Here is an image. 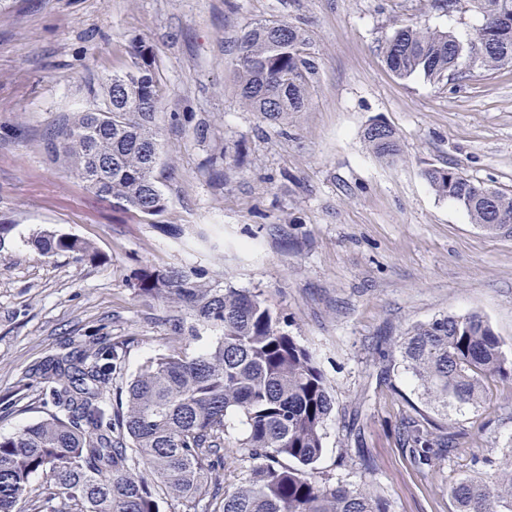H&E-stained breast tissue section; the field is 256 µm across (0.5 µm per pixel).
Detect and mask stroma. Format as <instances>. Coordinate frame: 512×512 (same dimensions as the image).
<instances>
[{
    "instance_id": "35a3bbf8",
    "label": "stroma",
    "mask_w": 512,
    "mask_h": 512,
    "mask_svg": "<svg viewBox=\"0 0 512 512\" xmlns=\"http://www.w3.org/2000/svg\"><path fill=\"white\" fill-rule=\"evenodd\" d=\"M277 18L311 39L317 77L286 132L236 95L235 41ZM422 20L467 38L474 12L452 17L426 0H0V434L39 420L35 369L67 344L125 341L114 386L172 349L163 305L138 296L136 269L195 266L260 291L315 355L335 399L321 477L366 482L392 512H453L450 485L488 472L512 445V383L491 379L480 407L457 415L449 453L414 460L402 441L414 385L397 342L412 325L479 313L512 344V225L489 234L423 176L455 167L512 194V69L456 82L402 78L379 49L395 23ZM155 51L164 85L158 123L162 216L172 237L113 208L48 157L72 116L102 103L100 85ZM398 132L401 157L377 158L363 133ZM249 151L230 184L205 172L223 140ZM295 223L294 244L274 225ZM40 232L92 244L97 256H45Z\"/></svg>"
}]
</instances>
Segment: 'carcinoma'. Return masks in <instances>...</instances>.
Segmentation results:
<instances>
[{
	"label": "carcinoma",
	"mask_w": 512,
	"mask_h": 512,
	"mask_svg": "<svg viewBox=\"0 0 512 512\" xmlns=\"http://www.w3.org/2000/svg\"><path fill=\"white\" fill-rule=\"evenodd\" d=\"M427 2L448 16L474 11L481 24L464 40L420 21L395 25L381 46L393 72L440 82L512 67V0ZM233 66L242 105L274 127L305 110L316 82L309 36L278 19L241 32ZM102 91L103 107L77 113L50 138L49 152L89 189L112 198L113 207L153 224L168 208L153 50L134 46L132 65ZM364 142L382 160L401 155L399 134L385 123L369 125ZM246 155L245 139L226 140L206 169L227 183L230 162ZM424 177L486 231L512 224V194L452 168H429ZM31 245L47 255L96 256L87 241L62 234H37ZM134 287L174 308L173 334L192 342L206 330L212 342L149 359L115 405L112 381L124 343L102 340L92 353L77 345L46 357L37 368L45 416L0 435V512H166L172 502L198 512L210 487L225 481L229 448L249 467L224 488L219 512H392L365 484L350 488L317 475L334 409L328 380L262 293L222 286L197 267L143 266ZM397 348L427 408L407 438L426 454L447 430L448 412L479 406L485 380L512 381V351L478 313L416 324ZM234 417L244 429L232 438ZM36 476L43 477L37 487ZM450 496L454 512H512V451L490 476L456 480Z\"/></svg>",
	"instance_id": "carcinoma-1"
}]
</instances>
